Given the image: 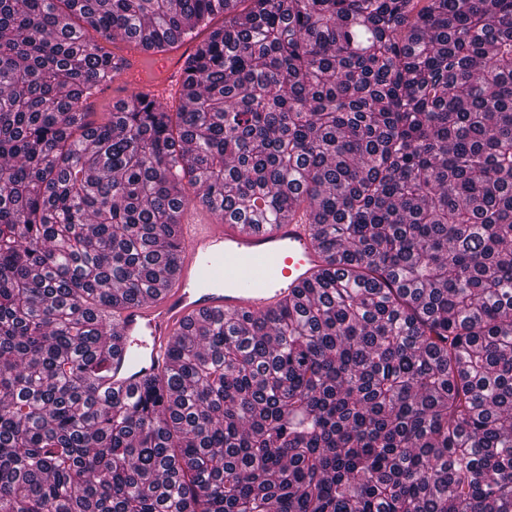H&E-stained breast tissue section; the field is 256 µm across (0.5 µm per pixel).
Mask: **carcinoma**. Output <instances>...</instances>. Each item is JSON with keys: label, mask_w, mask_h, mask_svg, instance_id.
<instances>
[{"label": "carcinoma", "mask_w": 512, "mask_h": 512, "mask_svg": "<svg viewBox=\"0 0 512 512\" xmlns=\"http://www.w3.org/2000/svg\"><path fill=\"white\" fill-rule=\"evenodd\" d=\"M195 202L328 267L106 396ZM0 512H512V0H0ZM187 49L188 47L182 43L165 55L163 60L157 57L155 68H161L164 61V69L152 78L143 73L142 62L137 54H126L125 59L118 63V79L130 84L131 90L148 94L151 98L165 100L169 95H173L183 82V73L177 60Z\"/></svg>", "instance_id": "obj_1"}]
</instances>
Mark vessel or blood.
Returning <instances> with one entry per match:
<instances>
[{"label":"vessel or blood","instance_id":"1","mask_svg":"<svg viewBox=\"0 0 512 512\" xmlns=\"http://www.w3.org/2000/svg\"><path fill=\"white\" fill-rule=\"evenodd\" d=\"M178 45L164 57L154 77L143 72L140 57L127 54L119 78L132 90L164 100L183 82ZM179 255L171 279L162 281L154 299L109 313L120 341L112 351L108 394L138 388L167 365L172 336L202 315L248 311L263 314L312 281L327 265L313 227L300 220L285 224H223L202 205H185L178 227Z\"/></svg>","mask_w":512,"mask_h":512}]
</instances>
